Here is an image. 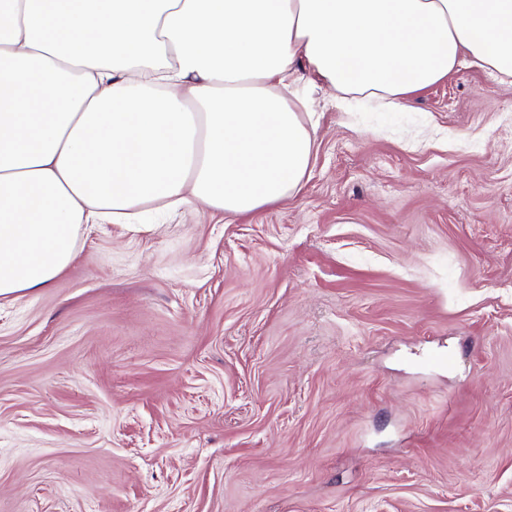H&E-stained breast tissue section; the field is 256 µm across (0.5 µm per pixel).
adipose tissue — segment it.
Wrapping results in <instances>:
<instances>
[{
  "instance_id": "ef3b65f1",
  "label": "adipose tissue",
  "mask_w": 512,
  "mask_h": 512,
  "mask_svg": "<svg viewBox=\"0 0 512 512\" xmlns=\"http://www.w3.org/2000/svg\"><path fill=\"white\" fill-rule=\"evenodd\" d=\"M464 59L512 77V0H0V298L49 287L86 226L295 195L301 82L397 106Z\"/></svg>"
}]
</instances>
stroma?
Listing matches in <instances>:
<instances>
[{"mask_svg":"<svg viewBox=\"0 0 512 512\" xmlns=\"http://www.w3.org/2000/svg\"><path fill=\"white\" fill-rule=\"evenodd\" d=\"M310 98L298 194L0 300V512H512V84Z\"/></svg>","mask_w":512,"mask_h":512,"instance_id":"35a3bbf8","label":"stroma"}]
</instances>
